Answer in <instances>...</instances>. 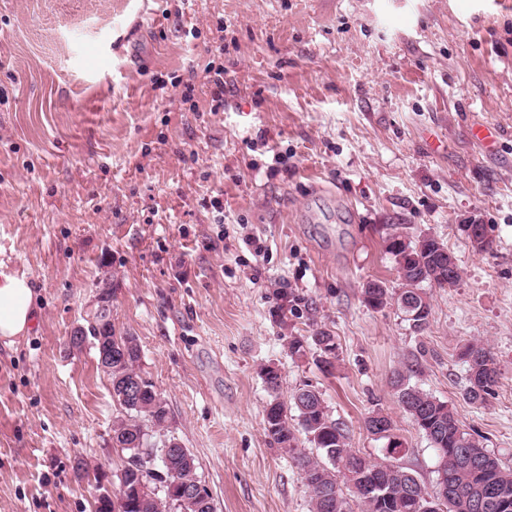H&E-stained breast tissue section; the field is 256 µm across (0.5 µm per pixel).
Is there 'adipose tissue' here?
Masks as SVG:
<instances>
[{"instance_id": "adipose-tissue-1", "label": "adipose tissue", "mask_w": 512, "mask_h": 512, "mask_svg": "<svg viewBox=\"0 0 512 512\" xmlns=\"http://www.w3.org/2000/svg\"><path fill=\"white\" fill-rule=\"evenodd\" d=\"M35 315L34 291L28 280L0 270V343L11 346L27 336Z\"/></svg>"}]
</instances>
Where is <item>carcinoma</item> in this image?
I'll return each mask as SVG.
<instances>
[{
    "instance_id": "cac0c4a2",
    "label": "carcinoma",
    "mask_w": 512,
    "mask_h": 512,
    "mask_svg": "<svg viewBox=\"0 0 512 512\" xmlns=\"http://www.w3.org/2000/svg\"><path fill=\"white\" fill-rule=\"evenodd\" d=\"M387 253L393 258L409 252L408 266L397 270L398 286L410 282L412 291L418 292L415 301L423 307L424 314L409 319L417 330L425 329L429 322L430 305L422 294L423 286L448 288L459 277V268L448 256V277L443 282L432 277L439 263L438 248L423 239L405 241L398 237L388 240ZM363 293L374 301L368 303L373 309L389 305L394 290L381 282L371 281ZM125 357L112 364V370L103 371L110 382L123 379V375H139L138 362L141 351L133 336H122ZM312 346L320 353L321 362L329 365L337 357L335 336L327 330H317L308 337L291 336L288 351L301 357L305 346ZM468 366L466 398L472 403H484L491 395L499 379V370L494 355L483 344L472 343L461 354ZM269 393L264 410L265 431L272 442L283 447L286 440L294 441L288 447L293 455L303 484L310 495V512H353L351 503L358 505L360 512H419V506L430 504L432 512H512V469L501 461L464 429L456 413L445 402L407 383L398 384V397L404 410L410 415L418 430L430 441L439 453L441 467L437 470V486H446L444 498L428 501L427 488L408 468L395 472L390 467L391 455L398 446L386 448L385 461L375 462L349 447L344 425L333 419L324 405L319 392L303 388L293 396L296 425L320 452L321 458L310 456L297 448V437L288 426V406L279 398L280 375L266 373L262 376ZM112 396L121 407L122 417L112 428V444L121 450L139 440L138 447L147 449L143 457L136 460L128 457L127 464L118 475V486H127L130 493L118 496L111 506L95 508V512H167V504L157 500L148 485L152 469L148 467L151 450L158 448L148 443L149 428H165L169 422L166 401L152 381L144 384V390L136 398L122 396L114 388ZM169 464L164 466L166 478L172 482L191 473H196L195 456L185 447L168 452Z\"/></svg>"
}]
</instances>
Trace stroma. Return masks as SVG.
Returning a JSON list of instances; mask_svg holds the SVG:
<instances>
[{"label": "stroma", "instance_id": "stroma-1", "mask_svg": "<svg viewBox=\"0 0 512 512\" xmlns=\"http://www.w3.org/2000/svg\"><path fill=\"white\" fill-rule=\"evenodd\" d=\"M473 216L489 251L461 230ZM424 234L460 277L427 289L417 332L362 288L397 287L387 239ZM0 267L37 308L0 344V512H93L126 464L94 344H69L106 278L112 328L136 337L217 512L310 510L264 429L269 365L283 402L314 387L378 462L365 420L387 416L428 490L438 457L399 379L512 468V0H0ZM318 328L334 368L288 352ZM472 342L500 371L482 404L464 396Z\"/></svg>", "mask_w": 512, "mask_h": 512}]
</instances>
